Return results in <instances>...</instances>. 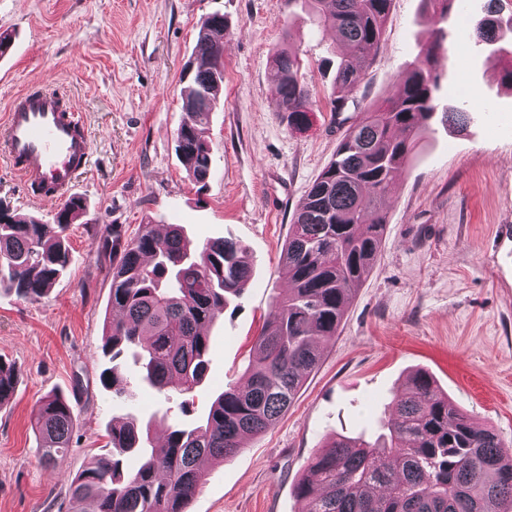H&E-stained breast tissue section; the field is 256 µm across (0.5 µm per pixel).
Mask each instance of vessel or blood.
<instances>
[{
  "label": "vessel or blood",
  "mask_w": 512,
  "mask_h": 512,
  "mask_svg": "<svg viewBox=\"0 0 512 512\" xmlns=\"http://www.w3.org/2000/svg\"><path fill=\"white\" fill-rule=\"evenodd\" d=\"M0 145L33 198L64 202L92 156L91 139L62 95L26 90L14 96L0 122Z\"/></svg>",
  "instance_id": "obj_1"
}]
</instances>
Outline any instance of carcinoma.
<instances>
[{"label": "carcinoma", "instance_id": "carcinoma-1", "mask_svg": "<svg viewBox=\"0 0 512 512\" xmlns=\"http://www.w3.org/2000/svg\"><path fill=\"white\" fill-rule=\"evenodd\" d=\"M310 2L348 48L330 101L331 111L342 112L381 40L392 0ZM422 2L433 27L412 69L398 80L393 98L347 129L294 214L280 255L290 288L272 305L246 382L225 388L201 423L169 428L162 448L151 445L150 425L137 415L112 422V453L71 478L67 512H186L206 483L203 461L234 456L245 437L270 429L288 411L373 266L386 224L379 199L406 169L416 138L435 115V61L448 50L443 23L455 0ZM508 33L512 18L495 28L482 18L473 24L475 39L493 46L502 81L512 87ZM187 66L186 120L176 150L188 176L204 186L212 173V148L199 127L224 83V16L205 20ZM300 67L297 54L284 49L270 70L277 111L296 128L307 124L314 106L299 81ZM85 213L76 196L53 224L0 204V286L23 299L45 296L70 262L65 231ZM92 238L97 262L109 267L112 281L101 385L133 399L121 364L130 353L141 383L158 392L174 389L183 396L181 406L188 405L207 371V328L252 277L245 247L229 239L193 247L179 224L167 225L164 235L145 224L130 239L119 225L107 224ZM14 387L13 365L0 361V405ZM74 421L66 399L39 401L33 429L42 459L52 463L69 448ZM128 460L136 465L128 467ZM294 494L303 512H497L500 502L512 501V452L419 371L394 394L374 441L344 435L327 441L308 461Z\"/></svg>", "mask_w": 512, "mask_h": 512}]
</instances>
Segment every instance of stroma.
Masks as SVG:
<instances>
[{
	"mask_svg": "<svg viewBox=\"0 0 512 512\" xmlns=\"http://www.w3.org/2000/svg\"><path fill=\"white\" fill-rule=\"evenodd\" d=\"M488 0H460L450 49L437 62L440 107L466 127L428 121L408 169L387 191L376 262L288 412L208 466L188 512H300L293 487L336 434L375 439L394 391L428 371L474 422L512 450V88L469 36ZM224 17V83L203 137L213 150L205 188L176 151L184 113L180 72L199 29ZM431 26L422 0H393L354 108L330 100L341 55L303 0H0V116L27 88L67 94L92 137L76 194L87 207L70 228L71 260L50 294L24 300L0 287V360L16 370L0 406V512H65L69 479L106 452L128 410L152 439L205 416L226 386L246 380L273 302L288 288L280 261L293 214L362 112L396 92ZM297 52L315 102L308 126L289 127L269 78L276 52ZM0 203L54 223L58 205L29 197L0 161ZM180 224L192 243L230 238L248 251L252 279L209 329L206 378L189 413L180 396L135 386L127 401L99 381L111 277L87 224ZM73 399L71 444L52 464L37 454L31 416L46 395Z\"/></svg>",
	"mask_w": 512,
	"mask_h": 512,
	"instance_id": "35a3bbf8",
	"label": "stroma"
}]
</instances>
